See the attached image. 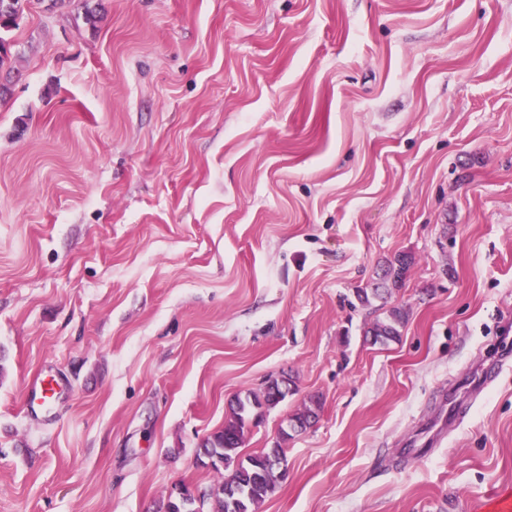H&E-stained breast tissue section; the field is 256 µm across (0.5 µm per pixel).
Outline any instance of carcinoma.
Returning a JSON list of instances; mask_svg holds the SVG:
<instances>
[{
  "mask_svg": "<svg viewBox=\"0 0 512 512\" xmlns=\"http://www.w3.org/2000/svg\"><path fill=\"white\" fill-rule=\"evenodd\" d=\"M30 4L31 0H0V31L17 25V19ZM16 60L10 42L0 35V71H13ZM412 264L413 258L405 253L386 260L376 273L372 287L357 290L358 300L366 304L373 299L387 301L394 289L403 286ZM405 321L403 309L393 306L371 323L365 335L374 344L396 342ZM292 384L289 378L273 379L259 394L236 397L229 404L224 426L202 440L196 453L197 464H209L216 471L224 462L232 466L228 473L221 475L218 483L202 493L203 512H258L277 484L286 478V472L279 469V464L286 460L282 443L307 430L318 419L322 409L319 399L304 401L301 408L288 417V427L281 430L280 441L272 447L244 459L239 458V448L244 443L245 434L256 425V416L280 403L292 391Z\"/></svg>",
  "mask_w": 512,
  "mask_h": 512,
  "instance_id": "carcinoma-1",
  "label": "carcinoma"
}]
</instances>
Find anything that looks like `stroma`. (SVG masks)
I'll return each instance as SVG.
<instances>
[{"instance_id": "1", "label": "stroma", "mask_w": 512, "mask_h": 512, "mask_svg": "<svg viewBox=\"0 0 512 512\" xmlns=\"http://www.w3.org/2000/svg\"><path fill=\"white\" fill-rule=\"evenodd\" d=\"M79 0L9 36L0 512H161L237 394L296 391L259 512H476L512 486V0ZM414 264L399 341L359 305ZM69 384L25 408L42 372ZM460 423L449 421L451 409ZM413 264V258L408 254H398L393 259L386 260L376 273V279L371 288H359L357 297L361 303H370L371 299L387 303L394 288H401Z\"/></svg>"}]
</instances>
